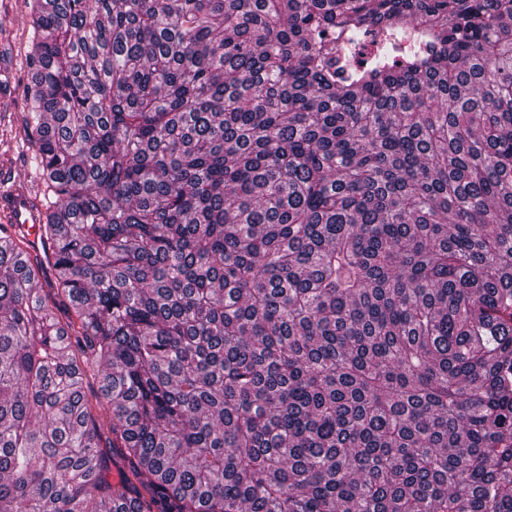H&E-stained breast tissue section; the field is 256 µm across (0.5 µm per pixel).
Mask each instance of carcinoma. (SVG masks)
<instances>
[{"label":"carcinoma","mask_w":512,"mask_h":512,"mask_svg":"<svg viewBox=\"0 0 512 512\" xmlns=\"http://www.w3.org/2000/svg\"><path fill=\"white\" fill-rule=\"evenodd\" d=\"M511 20L31 0L0 512H512ZM35 189L26 185L24 191L14 192L8 199L0 196V220L4 224H40L43 209Z\"/></svg>","instance_id":"obj_1"}]
</instances>
